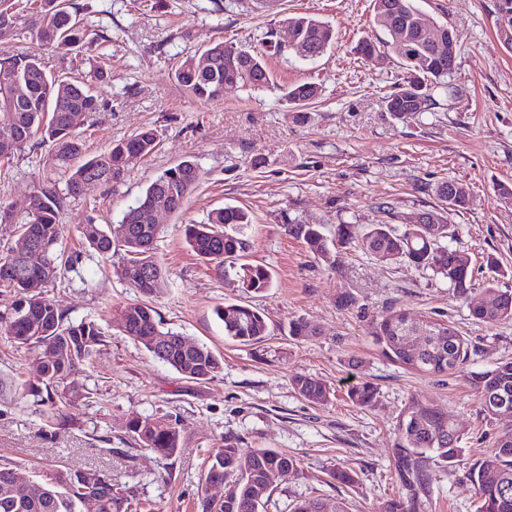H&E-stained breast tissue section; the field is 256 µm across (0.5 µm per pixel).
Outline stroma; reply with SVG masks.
Segmentation results:
<instances>
[{"instance_id":"stroma-1","label":"stroma","mask_w":512,"mask_h":512,"mask_svg":"<svg viewBox=\"0 0 512 512\" xmlns=\"http://www.w3.org/2000/svg\"><path fill=\"white\" fill-rule=\"evenodd\" d=\"M80 19L96 49L40 46L31 38H0V47L40 56L47 75H79L98 98L80 126L87 155L143 127L160 141L124 181L96 184L77 197L52 161L49 142L31 141L0 163V205L20 212L25 200L49 186L62 196V246L81 259L44 295L74 320H99L110 340L92 366L75 376L64 422L49 407L23 396L17 384L34 377L30 353L0 336V378L15 389L0 392V464L26 470L111 471L126 490L129 512H200L199 490L207 461L232 442L242 448L286 451L301 462L298 474L275 484L263 512H291L297 502L343 503L348 512H377L404 489L395 471L396 423L414 396L439 401L463 435L464 452L453 466L431 463L415 512H476L469 478L473 464L494 440L512 431V420L486 421L466 375L424 377L386 358L372 336V321L391 307L442 316L472 348L469 369L512 358V321L488 326L456 298L445 280L413 265H385L354 248L336 251L326 266L289 236L296 219L324 225L380 224L440 207L434 192L443 181L466 184L467 209L450 213V246L471 259L477 283L496 279L512 290V206L498 203L499 183H512V51L496 35V0H416L421 12L454 30L457 67L436 103L408 121L395 119L385 98L403 76L397 47L373 21L371 0H78ZM328 22L336 42L319 57L270 54L268 31H282L287 16ZM369 39L377 51L357 53ZM266 53L271 87L228 88L218 101L186 94L174 72L183 58L216 42ZM107 76L97 79V65ZM316 84L321 93L297 122L285 88ZM201 179L182 211L161 217L155 253L169 278L153 306L165 327L206 344L222 356L214 379L179 375L123 335L121 310L138 294L115 273L111 260L91 255L75 231L94 220L119 224L152 179L185 158ZM248 212L246 259L267 266L273 286L246 293L219 278L184 240L183 227L205 222L211 210ZM495 266H488V259ZM354 299L351 307L340 295ZM260 310L266 340L242 345L229 339L215 315L224 302ZM305 319L315 336L289 338L288 325ZM322 380L335 391L327 404L299 397L293 374ZM369 381L379 389L375 407L361 408L349 387ZM168 415L183 425L181 446L170 457L139 448L125 426L139 415ZM355 470L351 485L335 482L332 469Z\"/></svg>"}]
</instances>
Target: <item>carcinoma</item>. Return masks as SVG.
Here are the masks:
<instances>
[{"mask_svg": "<svg viewBox=\"0 0 512 512\" xmlns=\"http://www.w3.org/2000/svg\"><path fill=\"white\" fill-rule=\"evenodd\" d=\"M28 2L29 10L20 12L15 0H0V19L12 22L13 35H29L45 47L61 42L78 48L91 47L86 29L77 20L80 7L75 0ZM372 3L374 22L394 44H399L402 38L407 45L405 49L399 48L407 75L385 100L387 111L397 119L407 120L413 113L424 112L434 105L436 89L455 70L456 35L447 26L424 16L414 0H372ZM505 17L512 31V0H497L495 28L500 38ZM284 23L293 41L286 48L273 45L278 54H294L301 49L314 58L334 42L331 26L318 19L292 16L285 18ZM204 53L212 59L207 71L197 69V59L189 56L175 74L177 83L200 100L222 99L227 85L259 89L272 82L273 76L262 56L245 46L219 42ZM17 85L23 88L24 95L15 99L12 92ZM318 95L319 87L313 83L292 86L286 93L288 101L298 107L309 104ZM97 106V98L85 82L53 79L47 76L36 54L0 49V162L11 159L39 134L42 140L53 143L54 161L58 165L70 164L83 150L80 132L74 128L72 118L77 113L94 112ZM156 146L157 136L151 128L119 141L109 151L70 169L66 181L68 195H81L85 183L92 179L104 184L123 181L132 166L151 154ZM199 181L197 164L184 160L154 178L128 206L120 221L126 229L125 237L116 240L111 230L90 220L79 225L81 238L103 256L112 255L114 244L121 243L124 255L119 263L120 276H126L131 268L144 266L148 284L137 282L133 287L148 298L156 297L167 286L166 273L153 254L161 226L148 223L144 213L161 196L170 208L181 211ZM435 192L446 209L421 213V224H409L407 219L400 218L402 232L391 224H371L362 230L356 224H338L330 240L323 234L321 224L292 220L285 229L329 266L334 264L333 247L354 245L384 264L407 262L445 279L458 297L466 298L474 291L470 261L464 251L449 247L447 240L448 214L467 207L470 191L467 185L448 180L439 184ZM61 203L62 199L51 187L30 196L20 230L33 242V248L23 256L5 255L0 262V283L16 289L19 295L6 315L0 316V335L16 347L36 354L38 378L24 388L41 402L53 406L65 397L66 386L75 374L81 367L90 365L107 343V335L99 323L86 319L74 321L42 296V289L56 282L76 262L58 249ZM249 224L244 210L226 206L212 211L203 224L185 225V239L197 256L213 264L218 275L245 292L259 293L272 287L273 276L261 264L239 262L247 250ZM483 293L485 301L471 310L475 319L487 325L512 320L511 291L488 282ZM216 316L224 326V335L239 343L257 344L267 336L264 315L250 305L226 301L224 307L216 310ZM408 320L423 326L431 337L448 331V321L444 319L391 308L373 322L374 341L389 360L430 376V369L414 365L396 340L398 327ZM119 327L154 358L188 379L208 381L222 368L221 360L206 345L163 329L159 314L147 302L126 305L121 311ZM288 335L295 339L308 338L316 335V331L306 320L297 319L289 324ZM470 354L469 343L457 330L451 339L431 345L428 352L429 357L441 363L438 374L442 376L463 369ZM468 381L479 398L480 411L494 419L491 398L498 394L512 397V360L470 371ZM291 385L301 398L311 403L325 404L331 399L332 390L325 382L305 374L292 375ZM378 394V388L367 381L348 390L350 401L362 408L374 407ZM126 431L138 447L164 456H172L180 448L181 425L176 419L137 416L127 423ZM397 431L395 467L407 495L386 500L379 505L378 512H415L414 498L427 485L429 462L437 458L452 465L464 452L455 423L437 404L426 399L413 398L405 405ZM280 468L297 473L299 459L271 448L244 449L224 443L209 458L205 474V484L227 485L224 499L201 497V512H259L272 492L269 474ZM24 475L29 493L16 498L12 490L13 466L0 465V512H82L81 500L89 492L100 498L98 512H128L121 488L110 494L104 486L88 484L76 471L57 477L50 471L34 474L26 471ZM470 481L480 501L478 512H512V434L496 439L493 447L475 463ZM315 506L320 512H347L340 502L329 509L319 500L301 501L295 505L294 512H314Z\"/></svg>", "mask_w": 512, "mask_h": 512, "instance_id": "cac0c4a2", "label": "carcinoma"}]
</instances>
